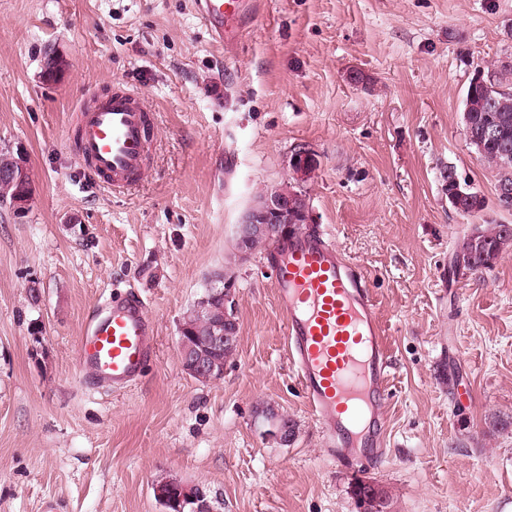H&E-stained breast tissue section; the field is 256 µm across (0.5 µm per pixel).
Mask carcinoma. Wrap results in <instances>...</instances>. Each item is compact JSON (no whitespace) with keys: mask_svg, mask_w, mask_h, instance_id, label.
<instances>
[{"mask_svg":"<svg viewBox=\"0 0 512 512\" xmlns=\"http://www.w3.org/2000/svg\"><path fill=\"white\" fill-rule=\"evenodd\" d=\"M483 83L468 84L464 109L470 123V134L480 136L487 128L494 129V136L485 140L478 157L491 165L495 171V195L498 205L512 210V196L501 195V190H512V64L498 61L480 68ZM456 171L448 168L444 179L448 180V194L458 191L474 197L472 203L462 210L464 214H475L487 207L486 197H477L478 191L467 184L454 180ZM512 245V224H489L465 236L458 245L454 258L456 271L463 274L482 271L493 267L501 252ZM187 338L201 341L209 333V322L189 311L184 319Z\"/></svg>","mask_w":512,"mask_h":512,"instance_id":"carcinoma-1","label":"carcinoma"}]
</instances>
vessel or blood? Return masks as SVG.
<instances>
[{
    "label": "vessel or blood",
    "mask_w": 512,
    "mask_h": 512,
    "mask_svg": "<svg viewBox=\"0 0 512 512\" xmlns=\"http://www.w3.org/2000/svg\"><path fill=\"white\" fill-rule=\"evenodd\" d=\"M194 6L212 41L228 48L243 42L257 11L256 0H194ZM78 127V153L91 177L115 189L142 178L150 116L140 93L118 89L80 107ZM264 260L274 274L288 359L329 455L351 468L381 460L390 361L366 278L313 231L276 240ZM154 334L139 296L106 304L79 343V377L116 391L130 386L145 369Z\"/></svg>",
    "instance_id": "b4317fda"
}]
</instances>
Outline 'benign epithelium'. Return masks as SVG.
Listing matches in <instances>:
<instances>
[{
    "label": "benign epithelium",
    "mask_w": 512,
    "mask_h": 512,
    "mask_svg": "<svg viewBox=\"0 0 512 512\" xmlns=\"http://www.w3.org/2000/svg\"><path fill=\"white\" fill-rule=\"evenodd\" d=\"M289 167L297 182H304L311 177L317 167L313 152L301 150L295 152L289 160ZM27 168L21 149L9 150L5 156L0 155V184L8 182L20 185L16 198L14 213H24L29 204L31 193L30 180L25 178ZM309 223V209L298 211L293 197L281 193L278 188L266 190L258 199L255 207L244 217L238 233L243 250L259 238L267 237L272 232H281L294 224ZM234 283L223 281L222 287L210 289L209 301L218 298L224 300V311L234 308ZM238 338L237 322H224L215 325L211 336L196 345L184 337H179L180 363L186 374L199 375L209 368L212 354L224 348V345ZM264 428L267 436L281 442H288V426L280 419L279 413L256 419ZM156 497L167 507V512H222L224 500L216 494L205 491L200 486L182 485L176 480H164L155 484Z\"/></svg>",
    "instance_id": "7a95c632"
}]
</instances>
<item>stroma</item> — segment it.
<instances>
[{
	"label": "stroma",
	"instance_id": "35a3bbf8",
	"mask_svg": "<svg viewBox=\"0 0 512 512\" xmlns=\"http://www.w3.org/2000/svg\"><path fill=\"white\" fill-rule=\"evenodd\" d=\"M511 25L512 0H264L226 50L192 0H0V149L23 150L32 186L24 217L0 205V512H164L166 479L210 486L223 512H358L357 478L391 512H512V248L483 272L452 263L474 227L512 224L461 124L474 69L512 57ZM122 86L154 140L143 179L114 191L87 174L72 124ZM303 148L318 159L309 227L366 275L388 337L386 453L368 468L325 456L265 249L236 247ZM449 166L483 212L449 205ZM218 272L239 338L201 382L178 330ZM132 293L156 324L142 377L80 383L88 321ZM266 405L295 422L291 442L261 435Z\"/></svg>",
	"mask_w": 512,
	"mask_h": 512
}]
</instances>
